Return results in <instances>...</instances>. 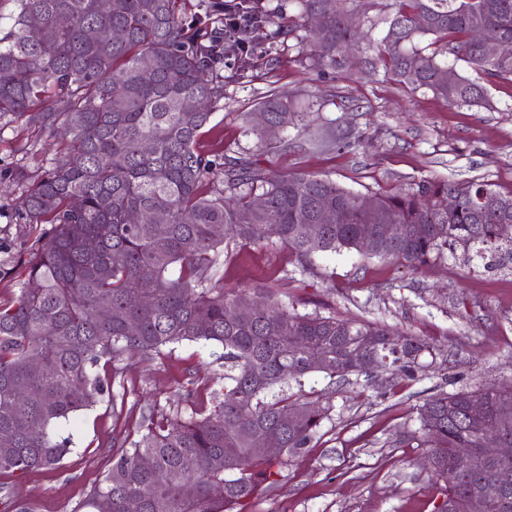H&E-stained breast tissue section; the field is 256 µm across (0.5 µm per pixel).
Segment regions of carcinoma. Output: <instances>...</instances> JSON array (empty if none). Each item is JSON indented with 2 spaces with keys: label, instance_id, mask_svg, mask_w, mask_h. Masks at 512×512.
<instances>
[{
  "label": "carcinoma",
  "instance_id": "cac0c4a2",
  "mask_svg": "<svg viewBox=\"0 0 512 512\" xmlns=\"http://www.w3.org/2000/svg\"><path fill=\"white\" fill-rule=\"evenodd\" d=\"M300 20L324 14L321 28L305 36L313 65L342 71L350 65L348 0H299ZM67 24L59 23L60 17ZM10 31L0 38V117L27 113L31 120L61 122L72 135L67 159L27 186L24 210L32 224H50L25 263L27 280L16 299L0 304V473L18 478L56 469L71 453L57 426L93 406L105 391L92 376L101 359L129 353L159 355L182 342L220 349L230 374L214 410L189 419L161 418L113 459L112 469L84 504L88 512H232L317 436L328 408L312 399L268 397L277 386L313 374L306 351L330 359L328 385L371 368L412 380L420 357L436 347L411 335L334 315L300 314L253 301L229 322L226 311L248 298L213 283L224 238L259 241L273 234L301 264L318 253L359 250L377 223L398 224L375 257L415 270L446 246L485 253L512 245V194L489 185L424 180L412 190L376 193L377 214L362 195L333 180L305 174L272 176L245 157L209 158L198 139L211 112H184L191 97L218 102L224 86L214 76L219 40L188 37L176 0H16ZM97 33L94 41L87 32ZM484 32L477 41L473 32ZM444 42L427 53L423 39ZM512 40V0H399L381 50L395 79L428 90L449 105L488 108L487 87L460 75L454 85L439 74L461 60L486 81L512 82V58L490 46ZM61 112L36 111L49 98ZM272 126L288 125V105L275 97L258 104ZM151 148L142 150V143ZM456 209L443 206L448 194ZM341 220L312 237L324 204ZM136 211H160L165 224H131ZM224 225L215 237L212 226ZM98 241L89 252L84 242ZM27 394L24 404L20 394ZM410 435L428 448L444 482L447 508L469 512V498L483 495L487 512H512V488L494 479L501 463L486 460L483 429L492 424L512 444V388L489 386L437 392L417 408ZM282 440L280 455L260 451L263 438ZM238 449L229 461L224 449ZM466 448L475 467L457 471ZM150 457L153 468L141 460Z\"/></svg>",
  "mask_w": 512,
  "mask_h": 512
}]
</instances>
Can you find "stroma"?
<instances>
[{
	"instance_id": "obj_1",
	"label": "stroma",
	"mask_w": 512,
	"mask_h": 512,
	"mask_svg": "<svg viewBox=\"0 0 512 512\" xmlns=\"http://www.w3.org/2000/svg\"><path fill=\"white\" fill-rule=\"evenodd\" d=\"M220 0H180L187 35L221 31ZM362 33L354 64L321 72L297 35L277 23L249 36V66L227 56L217 68L224 97L203 128V153L249 157L271 175L315 174L362 194L414 187L421 181L477 179L512 192V83L489 84L491 108L451 106L411 91L377 60L397 0H352ZM292 117L278 137L252 132V113L270 95ZM72 143L25 115L0 118V303L19 293L21 272L41 228L23 209L26 183L62 159ZM26 180H19V173ZM214 275L226 291L269 294L298 313L373 322L427 339L438 354L416 378L380 369L328 386L322 374L291 393L325 390L330 416L310 448L280 471L242 512H435L443 487L424 465L425 449L404 436L418 427L429 395L488 384L512 385V261L486 266L462 248L441 250L411 271L357 252L327 253L300 265L277 237L225 242ZM212 346L182 343L159 355H133L95 372L109 394L63 424L73 448L60 468L17 478L0 474V498L28 512H85L84 501L151 419L210 410L224 369Z\"/></svg>"
}]
</instances>
